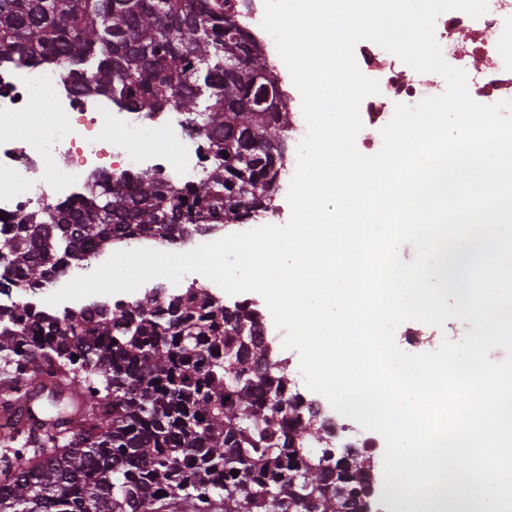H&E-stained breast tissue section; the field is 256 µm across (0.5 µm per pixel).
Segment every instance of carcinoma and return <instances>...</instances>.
Wrapping results in <instances>:
<instances>
[{
  "label": "carcinoma",
  "mask_w": 512,
  "mask_h": 512,
  "mask_svg": "<svg viewBox=\"0 0 512 512\" xmlns=\"http://www.w3.org/2000/svg\"><path fill=\"white\" fill-rule=\"evenodd\" d=\"M224 2L0 0V62L51 64L85 96L182 112L210 158L194 185L141 172L129 195L121 173L21 217L0 233V294L52 283L114 232L173 243L270 208L289 112ZM259 326L257 311L194 284L61 313L0 303V407L36 383L50 399L82 394L66 417L0 433V512H343L315 450L326 421L288 391V361L268 356ZM371 466L357 448L335 462L352 493Z\"/></svg>",
  "instance_id": "carcinoma-1"
}]
</instances>
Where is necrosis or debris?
<instances>
[{"label": "necrosis or debris", "mask_w": 512, "mask_h": 512, "mask_svg": "<svg viewBox=\"0 0 512 512\" xmlns=\"http://www.w3.org/2000/svg\"><path fill=\"white\" fill-rule=\"evenodd\" d=\"M489 10L475 19L462 11L441 14L435 36L448 64L463 69L468 91L477 103L512 100V0H488ZM360 71L378 80L380 92L363 99V124L356 137L361 153L377 151L381 129L398 103L413 105L444 92L446 82L435 73H419L396 55L363 40L355 47ZM52 92L56 136L22 139L14 130L37 124L32 107L37 93ZM0 215L6 222L29 211L73 198L91 178L130 173L128 193H135L133 173L158 172L176 186L196 183L205 166L203 136L171 112L142 118L105 97L79 95L70 79L51 67L0 64ZM161 141L144 152L139 138Z\"/></svg>", "instance_id": "necrosis-or-debris-1"}]
</instances>
